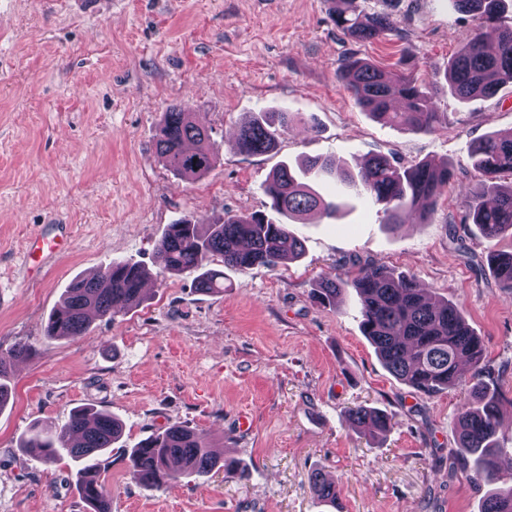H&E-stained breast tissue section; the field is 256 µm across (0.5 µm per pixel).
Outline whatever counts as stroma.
<instances>
[{"label": "stroma", "instance_id": "stroma-1", "mask_svg": "<svg viewBox=\"0 0 512 512\" xmlns=\"http://www.w3.org/2000/svg\"><path fill=\"white\" fill-rule=\"evenodd\" d=\"M356 4L391 14V35H346L332 0H0V353L35 348L11 369L12 398L0 409V512H87L70 459L47 465L20 447L34 424L62 426L84 406L124 425L100 468L111 512H334L311 489L317 473L335 480L344 512H481L485 487L449 468L464 389L416 392L363 336L352 294L323 307L312 293L321 277L385 266L462 303L496 371L490 386L512 400V292L466 259L512 240L491 243L463 224L468 146L512 129V84L468 103L450 93L445 69L476 22L448 0ZM353 59L413 73L431 94L435 130L372 118L338 78ZM173 105L194 113L218 149L199 177L156 152V127ZM271 111L293 118L276 150L238 152L240 126ZM376 154L453 165L425 220L390 229L370 198L328 180L319 191L348 204L289 222L300 259L229 269L214 260L220 292L154 262L177 218L268 211L263 186L279 163L331 156L355 171ZM453 225L462 244L449 237ZM58 233L60 254L25 264L30 237ZM112 261L145 266L144 302L94 319L86 335L45 339L70 282ZM360 404L385 411L390 430L361 435L348 416ZM243 414L251 428L240 434ZM173 424L242 461L248 480L215 471L141 487L131 448Z\"/></svg>", "mask_w": 512, "mask_h": 512}]
</instances>
